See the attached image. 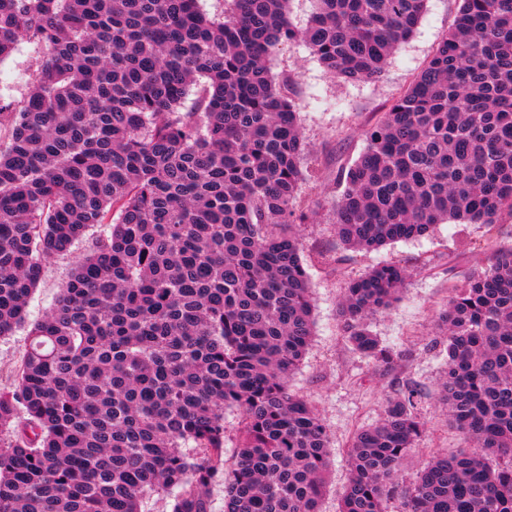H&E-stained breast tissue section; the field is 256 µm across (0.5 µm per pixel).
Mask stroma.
I'll return each instance as SVG.
<instances>
[{"label":"stroma","instance_id":"obj_1","mask_svg":"<svg viewBox=\"0 0 512 512\" xmlns=\"http://www.w3.org/2000/svg\"><path fill=\"white\" fill-rule=\"evenodd\" d=\"M460 5V0H428L413 36L396 48L382 76L371 82L351 83L331 76L301 44L284 47L270 62L275 77L289 75L294 80L291 94L300 106L307 165L313 173L301 191L308 219L296 225L295 231L309 276L314 327L290 386L312 405L329 434L332 451L322 512L339 510L349 480L346 449L354 432L378 422L386 396L402 385L418 390V413L426 432L402 462L398 485L389 498V512H400L405 491L433 456L471 446L462 433L449 426L438 398L444 369L439 317L452 289L473 272L489 267L495 246H512V217L503 216L493 245L483 225L441 224L424 237L372 252L343 245L333 223L335 203L343 190L340 171L365 150L366 130L426 65ZM38 62L37 46L25 40L1 59L0 100L21 98ZM387 262L405 268L407 279L398 301L372 316L368 326L381 346L396 353L390 365L369 360L353 349L339 311L347 282ZM72 268L69 257L45 261L43 278L28 303L29 321L43 318L50 310Z\"/></svg>","mask_w":512,"mask_h":512}]
</instances>
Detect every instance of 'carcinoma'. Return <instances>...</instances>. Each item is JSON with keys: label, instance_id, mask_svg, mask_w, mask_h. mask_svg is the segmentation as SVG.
<instances>
[{"label": "carcinoma", "instance_id": "cac0c4a2", "mask_svg": "<svg viewBox=\"0 0 512 512\" xmlns=\"http://www.w3.org/2000/svg\"><path fill=\"white\" fill-rule=\"evenodd\" d=\"M0 0V59L40 60L0 104V337L29 344L0 393V512H320L327 431L288 386L313 332L293 227L306 222L298 105L268 61L303 42L329 74L379 78L427 0ZM340 174L339 238L375 250L437 224L512 216V0H461L453 26L366 131ZM76 257L49 312L27 321L43 261ZM406 270L386 263L340 303L368 329ZM441 400L482 449L433 457L403 512H512V248L453 290L441 318ZM418 391L398 390L346 450L340 512H387L420 439ZM239 417L224 459V410Z\"/></svg>", "mask_w": 512, "mask_h": 512}]
</instances>
